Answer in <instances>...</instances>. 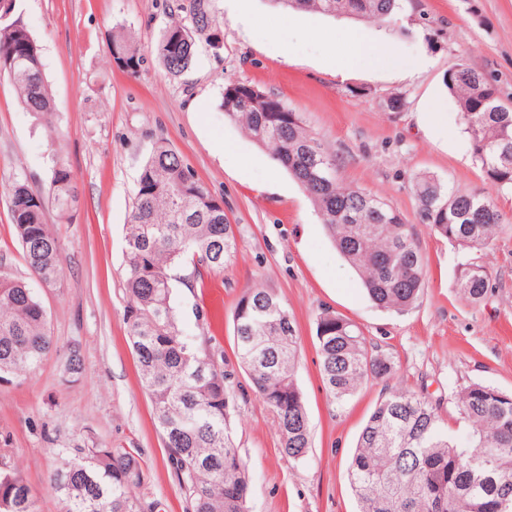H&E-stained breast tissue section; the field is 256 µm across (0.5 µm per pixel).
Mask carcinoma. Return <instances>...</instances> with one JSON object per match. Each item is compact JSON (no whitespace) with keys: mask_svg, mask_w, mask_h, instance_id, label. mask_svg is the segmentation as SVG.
Returning <instances> with one entry per match:
<instances>
[{"mask_svg":"<svg viewBox=\"0 0 512 512\" xmlns=\"http://www.w3.org/2000/svg\"><path fill=\"white\" fill-rule=\"evenodd\" d=\"M214 0H173L157 53L168 77L179 79L195 63L196 37L218 49ZM284 8L351 16L390 28L399 0H272ZM114 65L138 72L141 48L124 27L109 34ZM17 89L23 108L54 110L42 49L20 22L0 17V78ZM460 106L472 157L500 193L512 194V106L480 69L461 65L445 79ZM221 107L271 160L288 170L315 203L338 252L358 272L370 300L402 313L425 286L426 259L414 225L383 199L341 181L336 155L305 128L302 116L276 96L241 82L224 86ZM412 190L420 222L463 250L486 249L509 218L494 199L449 189L433 175L417 174ZM77 203L71 171L54 160L48 196L20 181L8 193L11 223L26 268L45 284L62 273L61 246L46 222L48 205L61 221ZM125 323L142 386L148 393L168 461L190 512H248L250 472L235 446L230 393L214 355L184 333L173 302L175 271L188 262L222 269L237 250L232 224L217 198L181 155L161 138L144 162L125 228ZM486 267L462 265L456 287L468 300L485 297ZM237 354L255 393L277 416L284 455L301 460L311 448L303 394L295 379L300 341L279 296L249 288L234 317ZM323 385L338 403L368 380L385 382L388 355L370 346L359 326L330 309L317 317ZM55 349L46 312L29 286L0 259V382L26 376ZM453 404L468 426L466 438L448 436L439 404L415 391L391 388L364 425L348 481L358 512H512V395L473 382ZM51 485L63 512H153L135 494L143 481L138 458L91 437L61 449ZM0 512H37L21 470L0 458Z\"/></svg>","mask_w":512,"mask_h":512,"instance_id":"cac0c4a2","label":"carcinoma"}]
</instances>
